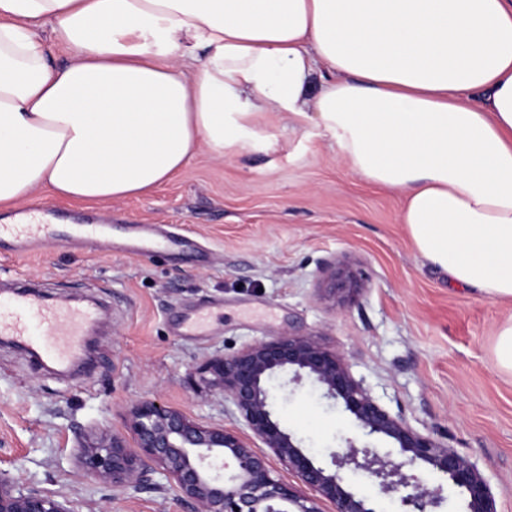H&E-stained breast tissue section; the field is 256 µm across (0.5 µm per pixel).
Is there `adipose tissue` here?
<instances>
[{
	"label": "adipose tissue",
	"instance_id": "adipose-tissue-1",
	"mask_svg": "<svg viewBox=\"0 0 512 512\" xmlns=\"http://www.w3.org/2000/svg\"><path fill=\"white\" fill-rule=\"evenodd\" d=\"M265 112L323 126L431 266L512 302V0H0V207L142 194Z\"/></svg>",
	"mask_w": 512,
	"mask_h": 512
}]
</instances>
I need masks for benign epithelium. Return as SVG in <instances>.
<instances>
[{
	"label": "benign epithelium",
	"instance_id": "1",
	"mask_svg": "<svg viewBox=\"0 0 512 512\" xmlns=\"http://www.w3.org/2000/svg\"><path fill=\"white\" fill-rule=\"evenodd\" d=\"M323 289L344 303L363 289L361 277L345 263L330 265ZM292 369L313 377L325 395L341 404L365 436L392 440L399 458L350 441L332 456L335 470L316 464L273 418L267 382L278 371ZM203 370L215 376L224 397L236 407L246 427L262 441L300 481L336 512H378L376 498L358 495L340 470L348 469L373 481L380 497L399 503L403 512H433L443 489L458 494L465 512H497L489 482L476 463L458 454L430 434L421 433L391 415L351 374L343 357L307 336L288 335L255 343L237 354L207 363ZM125 437L102 433L80 445L77 462L85 474L112 487V494L133 490L163 491L154 475H164L176 497L190 512H321L317 500L272 477L266 457L236 433L202 426L163 403L139 400L131 407ZM234 471L226 476L217 462ZM424 466L441 483L428 486L416 473ZM0 512H76L72 501L54 493L17 489L0 471Z\"/></svg>",
	"mask_w": 512,
	"mask_h": 512
}]
</instances>
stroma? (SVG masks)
Listing matches in <instances>:
<instances>
[{"label": "stroma", "instance_id": "35a3bbf8", "mask_svg": "<svg viewBox=\"0 0 512 512\" xmlns=\"http://www.w3.org/2000/svg\"><path fill=\"white\" fill-rule=\"evenodd\" d=\"M24 203L100 217L102 237L92 247L51 239L1 251L0 308L22 277L60 301L93 289L105 311L88 338L89 369L41 366L0 343V470L20 485L65 495L78 512H188L171 491L113 497L78 466L79 436L126 434L130 406L156 399L267 454L203 367L293 334L341 354L387 411L475 462L497 512H512V373L495 355L512 303L435 271L401 222L400 193L354 174L316 123L265 114L243 143L220 157L200 149L139 196L87 204L36 191ZM149 225L179 234L190 255L139 253ZM338 261L365 282L343 305L319 287ZM219 305L204 335L178 334L177 322ZM268 390L274 418L315 462L330 465L359 439L313 379L282 371Z\"/></svg>", "mask_w": 512, "mask_h": 512}]
</instances>
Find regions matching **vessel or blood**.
Masks as SVG:
<instances>
[{"label":"vessel or blood","mask_w":512,"mask_h":512,"mask_svg":"<svg viewBox=\"0 0 512 512\" xmlns=\"http://www.w3.org/2000/svg\"><path fill=\"white\" fill-rule=\"evenodd\" d=\"M60 220V215L37 207L21 210L13 223L0 225V247L19 238L37 240L50 236L53 225ZM97 317L92 305L49 302L20 281L7 308L0 310V338L26 345L46 362L64 367L76 357L86 327Z\"/></svg>","instance_id":"obj_1"}]
</instances>
